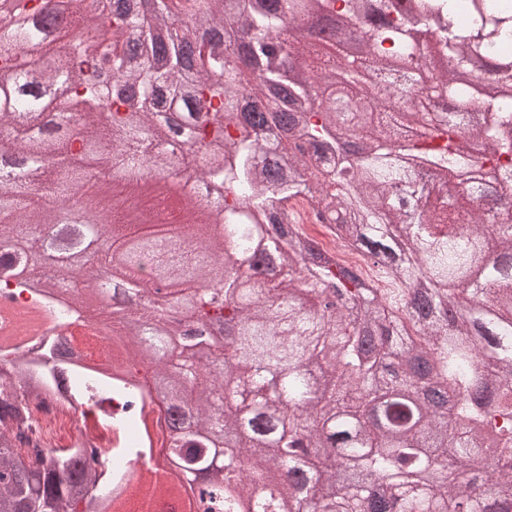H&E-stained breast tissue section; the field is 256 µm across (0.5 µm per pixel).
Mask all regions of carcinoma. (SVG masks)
<instances>
[{"label":"carcinoma","instance_id":"carcinoma-1","mask_svg":"<svg viewBox=\"0 0 512 512\" xmlns=\"http://www.w3.org/2000/svg\"><path fill=\"white\" fill-rule=\"evenodd\" d=\"M49 0L0 11V75L12 79L0 143L27 162L0 168V276L20 227L55 222L88 177L75 160L92 143L101 178L199 175L190 205L204 217L134 247L120 205L58 228L74 245L97 237L106 269L148 282L162 264L194 285L196 329L108 280L112 313L154 374L141 398L181 413L172 457L201 478L208 512H512V6L506 0H69L71 39L59 54ZM314 14L335 42L319 62L298 21ZM105 31L98 53L84 39ZM433 32L452 66L418 97L390 89L393 58L425 66L416 38ZM505 95L476 91L473 64ZM112 78L101 99L92 75ZM347 85L317 98L337 73ZM63 87L48 112L41 89ZM352 97L351 122L333 101ZM175 115L188 152L160 148ZM484 144L479 158L472 145ZM336 167L319 177L320 159ZM470 182V192L448 186ZM223 193L211 195L210 186ZM302 197L340 226L401 286L396 308L294 224ZM69 275L48 284L71 295ZM218 283L224 298L211 286ZM41 392L23 368L0 369V512H106L102 465L73 448H16ZM335 456L331 473L318 468ZM339 483L318 498L310 487Z\"/></svg>","mask_w":512,"mask_h":512}]
</instances>
